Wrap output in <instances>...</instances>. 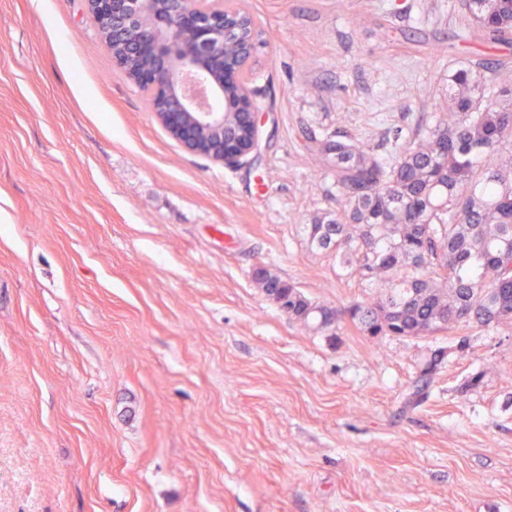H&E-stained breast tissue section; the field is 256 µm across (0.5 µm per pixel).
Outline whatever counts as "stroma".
Masks as SVG:
<instances>
[{"instance_id": "35a3bbf8", "label": "stroma", "mask_w": 512, "mask_h": 512, "mask_svg": "<svg viewBox=\"0 0 512 512\" xmlns=\"http://www.w3.org/2000/svg\"><path fill=\"white\" fill-rule=\"evenodd\" d=\"M241 5L269 44L230 168L158 123L86 0H0V512H512L511 324L315 332L252 279L367 298L303 231L336 208L308 140L394 155L449 71L512 89V46L458 0Z\"/></svg>"}]
</instances>
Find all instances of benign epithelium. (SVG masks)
<instances>
[{
    "label": "benign epithelium",
    "mask_w": 512,
    "mask_h": 512,
    "mask_svg": "<svg viewBox=\"0 0 512 512\" xmlns=\"http://www.w3.org/2000/svg\"><path fill=\"white\" fill-rule=\"evenodd\" d=\"M88 11L119 69L129 58L149 65L129 76L150 100L157 121L186 151L226 166L260 147L256 95L242 74L254 59L240 16L204 10L198 0H87ZM242 86L232 105L224 87Z\"/></svg>",
    "instance_id": "1"
}]
</instances>
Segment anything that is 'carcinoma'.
I'll return each mask as SVG.
<instances>
[{
	"mask_svg": "<svg viewBox=\"0 0 512 512\" xmlns=\"http://www.w3.org/2000/svg\"><path fill=\"white\" fill-rule=\"evenodd\" d=\"M460 6L488 43L512 42V0ZM448 87V111L391 157L340 138L308 141L336 185V211L304 225L308 242L375 292L338 312L265 268L254 273L288 300V317L326 330L345 316L373 338L512 322V92L462 68ZM443 359L426 364L416 393Z\"/></svg>",
	"mask_w": 512,
	"mask_h": 512,
	"instance_id": "obj_1",
	"label": "carcinoma"
}]
</instances>
